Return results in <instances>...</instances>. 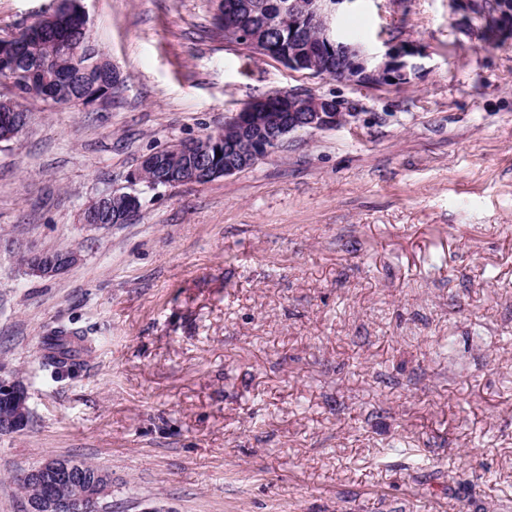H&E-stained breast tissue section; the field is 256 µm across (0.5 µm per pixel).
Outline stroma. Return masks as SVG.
Segmentation results:
<instances>
[{
    "label": "stroma",
    "instance_id": "35a3bbf8",
    "mask_svg": "<svg viewBox=\"0 0 512 512\" xmlns=\"http://www.w3.org/2000/svg\"><path fill=\"white\" fill-rule=\"evenodd\" d=\"M51 6L0 0V37ZM84 7L120 90L23 100L0 145V376L31 409L0 435V512L49 455L111 472L112 512H512V43L448 0H356L341 33L424 50L410 83L367 88L226 41L212 0ZM288 91L356 118L81 224L145 156ZM65 247L61 276L19 264ZM54 327L93 351L34 376ZM141 209L139 196L134 192L110 190L100 194L81 213V224H126L135 220ZM9 398L13 403L19 405V412L24 413L22 417H13L0 425L1 434L18 433L26 429L29 421L24 412V407L29 399L28 392L23 383L18 379H7L0 377V398Z\"/></svg>",
    "mask_w": 512,
    "mask_h": 512
}]
</instances>
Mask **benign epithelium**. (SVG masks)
<instances>
[{
	"label": "benign epithelium",
	"instance_id": "1",
	"mask_svg": "<svg viewBox=\"0 0 512 512\" xmlns=\"http://www.w3.org/2000/svg\"><path fill=\"white\" fill-rule=\"evenodd\" d=\"M81 0H54L44 15L9 37L0 38V73L7 75L10 93L0 99V144L17 138L28 123V114L18 107L27 97L54 99L61 106L99 107L119 88L121 78L107 61L97 57L86 41L62 39L65 56L44 59L39 47L57 32L88 30V17ZM345 0H287L281 6L276 25L281 33L279 46L242 30L236 37L251 53L276 57L293 70L313 76H328L336 70L342 81L378 88L401 85L410 80L407 58L423 55L413 42L393 40L384 49H372L360 43L344 41L333 25L335 7ZM481 0H448L449 14L462 15L464 25L484 45L493 47L512 39V0H494L481 15L475 14ZM90 84L81 97L67 89L75 84ZM358 117L333 98L298 92H279L255 98L224 122V129L209 134L205 144L184 141L146 156L130 174L133 186L144 183L145 175L178 167L189 182H209L252 167L271 154L291 133L334 130ZM228 154L224 163L211 160V153ZM141 209L139 196L131 191L110 190L100 194L82 213L87 226L126 224L135 220ZM75 248L52 252H33L24 263L36 277L53 278L78 264ZM9 398L23 408L28 392L18 379L0 377V398ZM71 475L77 481L73 465L57 456L46 457L22 476L27 482L49 484L59 475ZM111 486L78 488L71 496L43 495L26 502V512H112L108 502Z\"/></svg>",
	"mask_w": 512,
	"mask_h": 512
}]
</instances>
